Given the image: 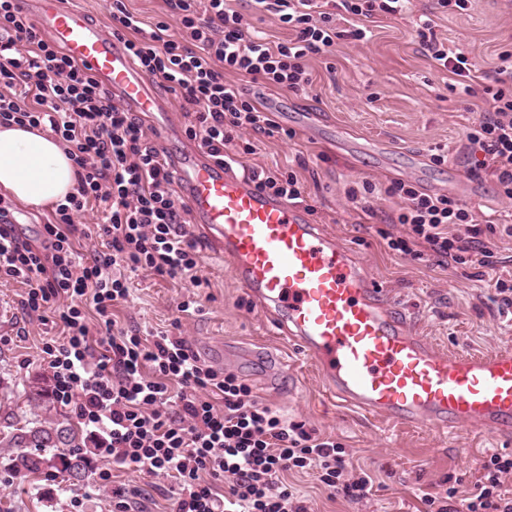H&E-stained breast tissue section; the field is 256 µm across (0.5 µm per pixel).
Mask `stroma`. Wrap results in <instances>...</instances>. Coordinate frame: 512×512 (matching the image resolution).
<instances>
[{
	"instance_id": "stroma-1",
	"label": "stroma",
	"mask_w": 512,
	"mask_h": 512,
	"mask_svg": "<svg viewBox=\"0 0 512 512\" xmlns=\"http://www.w3.org/2000/svg\"><path fill=\"white\" fill-rule=\"evenodd\" d=\"M417 6L415 12L379 19L368 41L340 40L330 54L309 56L310 82L299 90H266L262 106L297 136L290 142L254 137L256 152L246 163L296 166L315 222L364 258L405 309L410 329L452 354L512 349V314H500L494 300L497 275L512 274V240H493L499 262L492 270L414 261L393 254L382 238L383 232L400 230L385 222L397 208L393 200L375 195L362 210L346 197L357 183L402 179L431 194L453 193L482 218L512 213V201L500 197L494 178L470 176L463 153L467 127L488 105L465 94L454 75L421 53L418 12L427 0H417ZM433 31L479 71H489L512 45V0H471L466 11L435 14ZM436 154L444 155V163L433 162ZM202 254L200 275L207 287L141 272L132 276L131 295L115 308V317L143 336L181 318L184 338L206 364L237 374L288 418L342 442L375 475L371 494L359 502L329 498L314 474L290 476L289 484L315 512H424L423 495L435 492L445 477L458 478L459 497L471 496L479 460L492 452L512 454V438L465 428L439 434L338 405L322 389L312 364L254 306L223 260L207 248ZM27 289L16 281L0 284V413L21 409L41 421L74 419V412L59 404L33 408L23 396L33 380L50 379L41 348L44 339L59 333L58 327L25 316L21 300ZM190 298L198 300V311L179 317L178 304ZM247 342L260 345L258 360L214 356L218 345L238 349ZM13 454L0 446V503L15 512H112L111 499L99 493L95 481L71 489L46 474L32 483L15 478L6 467ZM112 481L140 490L133 512H164L161 492L170 487L169 479L116 468Z\"/></svg>"
}]
</instances>
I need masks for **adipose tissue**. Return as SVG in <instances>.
I'll list each match as a JSON object with an SVG mask.
<instances>
[{"mask_svg":"<svg viewBox=\"0 0 512 512\" xmlns=\"http://www.w3.org/2000/svg\"><path fill=\"white\" fill-rule=\"evenodd\" d=\"M75 186L74 165L53 133L0 126V192L41 209L63 202Z\"/></svg>","mask_w":512,"mask_h":512,"instance_id":"1","label":"adipose tissue"}]
</instances>
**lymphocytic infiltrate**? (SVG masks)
Listing matches in <instances>:
<instances>
[{"label": "lymphocytic infiltrate", "instance_id": "f902f5d3", "mask_svg": "<svg viewBox=\"0 0 512 512\" xmlns=\"http://www.w3.org/2000/svg\"><path fill=\"white\" fill-rule=\"evenodd\" d=\"M291 39L268 41L226 0H166L171 21L143 28L125 0H111L112 35L134 64L172 93L188 119L185 134L225 167L255 151L227 150L243 134L294 139V130L270 119L257 96L227 83L236 73L265 88L298 90L308 84L305 60L330 53L336 41L367 36L363 21L407 12L411 0H253ZM346 28H339L337 20ZM430 21L417 30L425 56L457 76L467 94L481 92L485 115L465 134L473 177H494L499 195L512 200V49L478 84L473 66L430 37ZM47 128L74 164L77 186L52 208L39 243L6 223L10 205L0 198V283L22 281L21 305L39 320L63 326V340L44 342L52 371L51 394L72 408L95 448L98 486L110 493L112 512H130L133 492L112 484V467L173 479L172 512H310L286 481L313 472L332 495L368 497L372 478L354 467L343 443L321 436L305 421L284 418L259 402L234 373L201 361L181 336V318L194 301L180 303L179 318L152 338L118 327L113 309L128 300L131 274L187 279L202 286L201 251L187 229L188 210L174 176L142 121L117 106L111 94L54 41L39 33L16 0H0V125ZM259 186L290 202L302 198L292 167L247 170ZM400 202L395 217L406 232L388 237L389 250L414 260L433 254L443 262L494 267L487 237L512 238V224L480 225L472 207L392 180L349 188L348 200L366 206L370 195ZM103 205L96 230L103 249L80 259L77 217ZM98 338H91L89 318ZM475 493L458 498L449 485L427 496L426 512H512L501 492L512 474V455L482 457Z\"/></svg>", "mask_w": 512, "mask_h": 512}]
</instances>
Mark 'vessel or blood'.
Masks as SVG:
<instances>
[{"instance_id": "obj_1", "label": "vessel or blood", "mask_w": 512, "mask_h": 512, "mask_svg": "<svg viewBox=\"0 0 512 512\" xmlns=\"http://www.w3.org/2000/svg\"><path fill=\"white\" fill-rule=\"evenodd\" d=\"M39 32L121 104L155 117L156 138L180 131L171 105L122 44L66 0H26ZM204 240L253 302L316 366L327 393L367 414L442 432L512 435V350L452 355L409 330L364 260L301 206L260 190L195 143L167 158Z\"/></svg>"}]
</instances>
